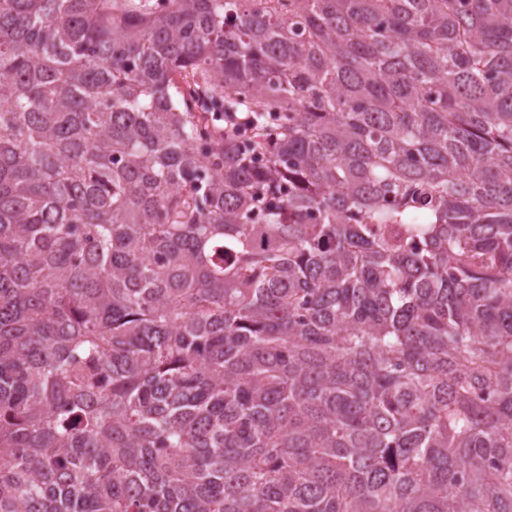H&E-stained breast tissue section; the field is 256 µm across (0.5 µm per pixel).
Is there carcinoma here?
I'll list each match as a JSON object with an SVG mask.
<instances>
[{"label": "carcinoma", "instance_id": "cac0c4a2", "mask_svg": "<svg viewBox=\"0 0 512 512\" xmlns=\"http://www.w3.org/2000/svg\"><path fill=\"white\" fill-rule=\"evenodd\" d=\"M0 512H512V0H0Z\"/></svg>", "mask_w": 512, "mask_h": 512}]
</instances>
